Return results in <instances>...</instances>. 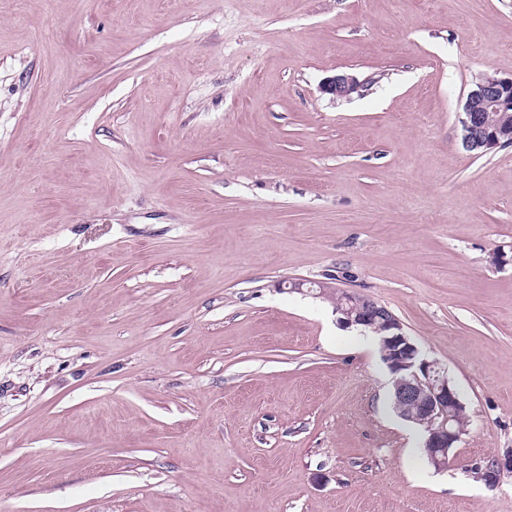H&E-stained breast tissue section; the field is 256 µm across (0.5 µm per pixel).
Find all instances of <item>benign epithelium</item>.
<instances>
[{"instance_id":"7a95c632","label":"benign epithelium","mask_w":512,"mask_h":512,"mask_svg":"<svg viewBox=\"0 0 512 512\" xmlns=\"http://www.w3.org/2000/svg\"><path fill=\"white\" fill-rule=\"evenodd\" d=\"M363 85L355 76L339 73L324 81L322 92L334 99H350L361 95ZM511 111L512 76L484 75L468 92L460 117L465 148L485 154L512 144V125H492L485 118L487 112L507 115ZM335 313L343 327L378 336L382 361L393 378L391 398L395 412L421 430L422 448L429 463L438 471L445 469L450 452L467 426L456 422V415L465 410V405L447 373L436 361L422 357L400 320L372 298L349 291L335 307ZM510 470L512 453L495 458L494 464L487 467L486 485L497 486L501 473Z\"/></svg>"}]
</instances>
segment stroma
<instances>
[{"label":"stroma","instance_id":"obj_1","mask_svg":"<svg viewBox=\"0 0 512 512\" xmlns=\"http://www.w3.org/2000/svg\"><path fill=\"white\" fill-rule=\"evenodd\" d=\"M488 73L512 0H0V512H512ZM327 279L458 389L447 469ZM366 83L347 73H339L328 77L322 84V92L332 96L333 99H351L362 96L361 89ZM509 111H512V76L484 75L468 92L463 116L459 120L465 148L478 151L476 154H485L512 144L511 116L510 123L492 125L483 113L491 112L488 113L491 118L497 116L494 112L509 115Z\"/></svg>","mask_w":512,"mask_h":512}]
</instances>
